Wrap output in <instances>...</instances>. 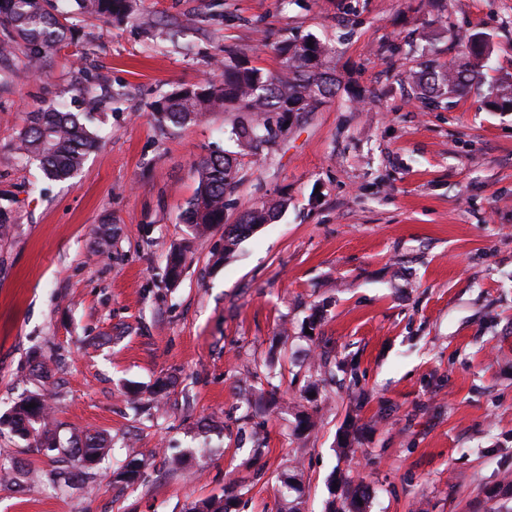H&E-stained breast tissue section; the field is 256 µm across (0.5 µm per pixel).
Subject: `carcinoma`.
<instances>
[{
  "label": "carcinoma",
  "instance_id": "carcinoma-1",
  "mask_svg": "<svg viewBox=\"0 0 512 512\" xmlns=\"http://www.w3.org/2000/svg\"><path fill=\"white\" fill-rule=\"evenodd\" d=\"M75 6L80 14L94 19L121 22L134 14L133 0H75ZM68 20V15L54 11L52 0H0V27L6 30V38L0 41V57L9 55L12 45L20 41L28 49L25 66L38 67L49 51L67 44ZM448 38L460 46L458 60L440 65L428 59L412 76L422 90L420 99L429 105L449 104L484 83L488 52L483 34L465 35L450 29ZM309 42L313 47L307 46ZM275 51L281 66L271 71L253 65L239 51L227 49L224 58L214 62L220 77L175 89L150 105L157 123L176 128L195 125L211 112L247 114V121L231 129L237 152L217 149L198 161V188L183 217L196 236L206 234L216 224L224 225L226 257L234 252L241 238L271 223L288 206L286 198L271 200L246 210L243 222L224 223L227 197L241 181L237 156H263L277 144L286 122L298 121L316 111L336 93V82L328 68L331 48L327 44L309 36L297 40L285 35ZM485 105L493 111H512V76L489 87ZM108 106L89 94L84 95V111L80 113L48 103L30 114L13 150L19 157L39 163L46 178L66 181L83 168L88 155L99 147L100 137L88 129L86 122ZM186 262L187 247L173 248L167 257V263L172 265L166 269L168 279H173L174 268L183 272ZM173 386L175 381L171 378L156 380L147 398L152 408L159 409ZM58 429L51 398L44 392L20 397L7 414L0 415V434L7 432L47 456L56 453L64 458L66 484L79 481L109 457L112 445L107 436L73 433L64 445ZM147 464L146 456L133 449L113 469L112 477L134 485L143 477ZM293 490L294 478L288 475L277 494L286 501L287 512H300L298 502L291 498ZM234 505L235 496L226 491L220 497L194 503L189 512H232Z\"/></svg>",
  "mask_w": 512,
  "mask_h": 512
}]
</instances>
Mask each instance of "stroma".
I'll use <instances>...</instances> for the list:
<instances>
[{"label":"stroma","mask_w":512,"mask_h":512,"mask_svg":"<svg viewBox=\"0 0 512 512\" xmlns=\"http://www.w3.org/2000/svg\"><path fill=\"white\" fill-rule=\"evenodd\" d=\"M451 26L488 37L487 83L512 73V0H139L129 21L72 15L69 45L39 68L20 44L0 62V413L43 390L62 437L153 453L134 486L109 461L66 488L54 457L2 434L0 461L39 482H0V512H188L228 489L236 512H283L285 472L302 512H326L348 478L365 512H486L512 494V112L481 89L422 107L411 76L421 58L456 59ZM285 34L334 45L339 89L265 158H241L227 223L288 207L228 256L223 227L195 239L181 214L200 157L233 150L231 118L176 129L149 105L213 77L228 47L276 69ZM82 88L119 107L91 123L103 141L78 175L46 180L11 144L46 103L82 111ZM185 241L173 283L166 256ZM268 375L289 408L246 411ZM163 376L176 386L162 414L135 410L126 384Z\"/></svg>","instance_id":"obj_1"}]
</instances>
